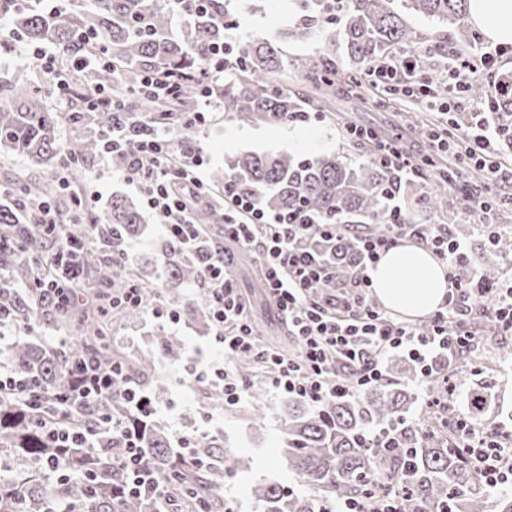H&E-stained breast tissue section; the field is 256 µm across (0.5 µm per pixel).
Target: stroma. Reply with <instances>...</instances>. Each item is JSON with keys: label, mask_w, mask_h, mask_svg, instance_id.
I'll return each instance as SVG.
<instances>
[{"label": "stroma", "mask_w": 512, "mask_h": 512, "mask_svg": "<svg viewBox=\"0 0 512 512\" xmlns=\"http://www.w3.org/2000/svg\"><path fill=\"white\" fill-rule=\"evenodd\" d=\"M227 10L233 14L239 27L236 35L242 44L255 38L271 35L299 22L293 0H228ZM327 106L324 121L287 122L280 124H240L225 117L222 108H213L209 121L198 127L196 140L205 152L203 179L214 188L224 183L228 162L245 152H272L284 150L309 157L339 154L351 160L359 159L356 143L342 134L340 121L352 118L356 124L379 128L390 133H407L417 123L435 124V115L425 111L419 102L410 98L384 99L373 87H365L361 98L336 95ZM87 177L83 193L89 196L93 215H100L115 195L140 199L135 182L121 172L102 173L100 156L84 161ZM146 231L130 242L127 253L131 264L140 266L150 275L160 270L157 243L161 238L159 221L146 214ZM238 287L249 299L252 314L259 331L274 345L283 344L285 324L266 296L254 264L234 267ZM164 330L179 343L182 354L178 361L163 355L154 357V377L167 385L166 395L158 400L156 419L168 432L179 431L196 435L207 431L218 437L221 446L231 453L236 471L224 482L225 499L234 501L238 512H258L251 489L258 483L276 482L300 496L314 495L312 486L305 484L289 470L280 456V424L288 403L287 396L266 391V402L257 408L251 399H244L235 409L207 411V385H190L195 367V350L212 354L217 343L213 332H201L186 317L177 322L143 316L138 321L115 324L112 337L116 346L128 351L146 353L151 332ZM452 380L456 385L457 408L466 410L473 388H484L488 400L480 415L479 428L487 431L512 430V335L492 334L482 341L476 351L460 359L454 367Z\"/></svg>", "instance_id": "1"}]
</instances>
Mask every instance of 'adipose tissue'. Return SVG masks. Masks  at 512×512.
Returning a JSON list of instances; mask_svg holds the SVG:
<instances>
[{
    "label": "adipose tissue",
    "mask_w": 512,
    "mask_h": 512,
    "mask_svg": "<svg viewBox=\"0 0 512 512\" xmlns=\"http://www.w3.org/2000/svg\"><path fill=\"white\" fill-rule=\"evenodd\" d=\"M472 24L492 41L512 43V0H470ZM383 305L404 317H420L438 307L448 292L439 261L427 250L407 245L386 252L370 271Z\"/></svg>",
    "instance_id": "ef3b65f1"
}]
</instances>
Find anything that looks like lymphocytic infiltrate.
I'll return each instance as SVG.
<instances>
[{
  "mask_svg": "<svg viewBox=\"0 0 512 512\" xmlns=\"http://www.w3.org/2000/svg\"><path fill=\"white\" fill-rule=\"evenodd\" d=\"M221 22L224 40L211 49L209 67L198 74L204 83L202 96L209 105L215 102L212 82L238 65L243 50L234 34L236 19L228 15ZM500 55V49L494 48L484 51L476 60L454 59L449 73L454 83L444 95L437 92L433 79L419 73L415 58L409 54L375 62L365 70L364 78L387 94L417 99L426 109L441 114L446 126L429 133L430 152L450 153L459 167L484 170L486 189L510 185V192L504 193L503 198L512 204V168L498 161L494 149L499 131L491 127L482 105L465 104L461 86L456 82L463 70L474 78L492 74ZM346 135L370 144L372 160L397 180L408 182L418 176L421 157L404 149L402 135L390 139L357 125L347 128ZM139 150L151 157L152 167L142 169L127 164L123 171L137 182L145 206L158 218L165 239L197 256L215 337L224 347L223 364L208 365L195 373L191 382L220 388L225 408L235 407L246 395V387L235 371L236 358L245 354L262 364L265 381L273 391L316 405L355 395L381 381L382 361L390 353L407 356L418 369L419 382H426L438 356L453 359L473 346L472 320L492 322L498 332L512 334V280L485 289L463 284L456 268L470 252L467 241L452 234L444 224L412 223L397 196L388 200L384 231L352 234L359 259L343 282L344 292L320 296L316 293L318 284L333 279L336 271L322 255L301 247L299 235L313 228L332 238L336 235L335 225L318 224L311 219L288 223L285 217L259 208L252 197L239 193L229 179L225 180L222 193L211 194L197 173L203 164L199 149L175 150L168 132H153L141 140ZM178 181L191 184L195 195L213 199L227 212L224 237L254 255L266 291L293 338L294 353L263 344L227 259L215 258L206 250L202 225L174 188ZM406 240L431 250L447 270L448 293L428 325L421 329L382 308L369 306L368 291L373 286L370 269L380 255ZM488 294L495 299L489 307L482 303ZM116 392L136 422L155 419L157 407L147 392L126 381L121 370L102 367L89 359L72 364L68 390L61 401L70 409H88L104 404ZM100 422L120 442V450L112 458V468L119 475L113 485L114 495H145L167 502L171 481L148 468L136 427L114 422L105 413L101 414ZM456 425L458 446L473 458L484 484L493 489L512 488V439L504 433L484 434L462 415Z\"/></svg>",
  "mask_w": 512,
  "mask_h": 512,
  "instance_id": "1",
  "label": "lymphocytic infiltrate"
}]
</instances>
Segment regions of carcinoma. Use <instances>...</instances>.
Returning <instances> with one entry per match:
<instances>
[{
    "instance_id": "obj_1",
    "label": "carcinoma",
    "mask_w": 512,
    "mask_h": 512,
    "mask_svg": "<svg viewBox=\"0 0 512 512\" xmlns=\"http://www.w3.org/2000/svg\"><path fill=\"white\" fill-rule=\"evenodd\" d=\"M158 0H69L53 12L40 7V0H0V12L9 15L10 27L0 47L13 41L31 46L50 43L61 57L59 67L69 72V85L84 96L96 88L112 90L127 126L126 160L142 167L152 162L138 155L140 140L150 128L138 123V104L147 103L140 79L151 73L170 70L197 73L206 64L208 47L224 40V28L217 14H206L178 6L161 8ZM300 24L284 36L269 35L244 47L239 66L216 85L223 99L224 113L235 121L283 123L301 112H325L332 93L362 96L357 85L358 72L371 63L397 52L409 50L417 55L419 71L434 77L436 57L443 56V42L420 45L407 23V15L434 18L459 36L456 56L467 57L480 44V33L469 24V0H345L338 18L326 21L324 0H295ZM188 18L180 35L172 32L175 13ZM337 31L329 36L328 46L314 56L290 57L288 38L307 41L318 31ZM108 58L84 71L70 68L69 60L80 59L91 46ZM345 55V66L336 61V49ZM297 70L304 88L289 92L279 80L286 68ZM512 73L495 72L486 80L468 84L469 98L493 100L495 120L503 141H512ZM201 96L196 81L182 83L176 94L154 112L156 125L172 131L174 145L183 148L193 143L196 125L184 120ZM67 123L78 131L80 144L69 153L58 145L57 128ZM112 131V111L87 103L69 112H54L42 98L41 88L15 79H0V154L20 153L33 163H55L68 175L70 191L80 193L84 182L83 159L102 151L106 133ZM227 177L250 193L265 209L281 214H312L326 224H371L383 230L382 216L387 207L389 175L366 159L358 164L339 156L307 158L290 151L275 154L250 152L227 164ZM418 183H401L392 188L397 195L412 200L417 207L439 218L461 235L457 227L462 198L448 190V179L456 169L439 158L422 162ZM62 189L53 179L13 183L0 204V270L10 280L31 283L41 276H61L60 270L45 263L53 245L46 227L35 221L31 200H56ZM103 224H72L77 238L96 228L100 244L76 254L81 269L94 274L90 302L83 285L73 294L74 306L61 314L59 309L42 305L43 317L71 326L78 331L74 341L51 348L29 339H20L6 349L7 367L25 373L39 392L36 405L27 395L0 400V461L9 466L0 472V512H156L149 498H112V485L119 476L112 471V435H102L96 451L88 448L69 451L71 477L49 480L41 474L38 461L54 453L40 427L51 417L96 427L101 410L56 412V395L67 387L68 371L79 358L121 368L126 379L145 388L153 396L165 394L161 384L151 380L152 362L131 352L113 347L112 325L133 320L142 310L112 306L117 289L135 283L144 299L154 300L158 289L185 315L208 326L206 292L189 295L182 287L197 280L199 268L189 253L163 242L161 269L156 281L149 280L126 262L112 258V240L129 241L141 232L140 208L123 196L112 197ZM310 243L318 248L336 269L346 271L357 261V252L345 234L333 240L318 236ZM34 292L8 290L0 301L13 310L19 330H27L35 301ZM150 343L172 360L180 347L161 333ZM405 384H374L351 398H337L315 406L303 400L288 401L282 419L280 453L288 468L299 479L316 486L319 495L291 494L277 484H258L253 496L261 512H323L336 499H363L371 485L379 493L393 485L407 486L402 512H512V493L489 491L462 450L451 446L453 436L438 417H430L423 428L433 435L423 438L411 431L402 437V448H376L369 452L359 447L357 437L382 427L407 413ZM147 463L161 473L179 475L171 496L172 510L194 512L192 495L205 498L213 512L224 506L223 478L227 457L216 437H204L185 453L172 447L165 429L156 421L147 422L142 442ZM200 458L212 463L208 468L195 465Z\"/></svg>"
}]
</instances>
